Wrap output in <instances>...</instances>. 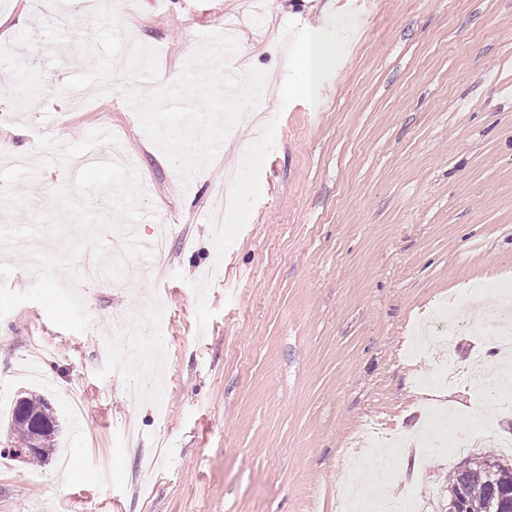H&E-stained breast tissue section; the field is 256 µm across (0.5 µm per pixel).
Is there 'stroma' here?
<instances>
[{"mask_svg":"<svg viewBox=\"0 0 512 512\" xmlns=\"http://www.w3.org/2000/svg\"><path fill=\"white\" fill-rule=\"evenodd\" d=\"M88 0H0V78L29 72L26 110L0 90V150L37 164L38 135L121 132L148 186L136 233L159 218L173 237L155 279L90 292L94 326L54 325L24 302L0 318V437L17 396L46 398L60 424L47 462L0 446V512H342V453L357 428L407 438L390 496L446 512L448 475L511 448L472 443L432 454L419 435L438 362L410 355L412 331L449 295L484 283L501 307L512 286V0H109L121 26L158 52L161 79L188 46L238 22L230 71H265L271 117L238 124L214 162L183 182L120 93L73 109L65 81L85 70ZM334 46L312 90L299 88L309 32ZM236 168L241 200L204 215ZM76 168H43L16 217L54 215ZM132 312L163 360L162 397L130 357L106 358L112 316ZM79 389L84 425L66 394ZM150 462V476L132 474Z\"/></svg>","mask_w":512,"mask_h":512,"instance_id":"35a3bbf8","label":"stroma"}]
</instances>
